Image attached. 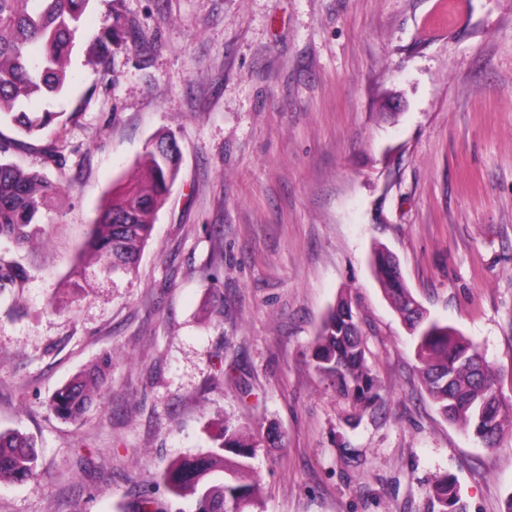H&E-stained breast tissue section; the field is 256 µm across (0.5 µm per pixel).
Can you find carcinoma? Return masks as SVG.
<instances>
[{
	"label": "carcinoma",
	"instance_id": "1",
	"mask_svg": "<svg viewBox=\"0 0 512 512\" xmlns=\"http://www.w3.org/2000/svg\"><path fill=\"white\" fill-rule=\"evenodd\" d=\"M90 0H0V123L11 124L28 138H38L60 117L57 112H35L26 103L34 96L54 97L71 83L68 70L73 48L84 41L82 16ZM116 24L102 19L93 35L95 54L87 64L96 66L110 52ZM11 143L0 139V238L18 248L42 232L41 210L58 194V184L37 172H26L9 161ZM138 164L146 181L127 184L112 192L100 210L87 251L103 259L104 276L133 271L151 236L154 217L165 204L179 171V147L172 137L149 142ZM377 278L400 315L414 347L425 390L445 419L472 432L486 447L496 448L512 435V406L499 393V373L485 360L478 346L458 331L416 311V299L407 288L396 258L386 250L373 255ZM25 268L0 258V292L18 286ZM316 370L345 394L360 402L377 397V385L366 365L361 329L351 302L342 297L327 311L312 352ZM112 371L106 353L83 368L50 397L48 406L60 419L81 418L101 397ZM280 436L276 428L255 434L224 422L221 443L204 455L179 459L164 475L175 496L190 495L195 512H255V484L248 481L257 449L271 446ZM37 456L31 439L18 431H0V480H28ZM430 497L436 512H459L453 477L433 480Z\"/></svg>",
	"mask_w": 512,
	"mask_h": 512
}]
</instances>
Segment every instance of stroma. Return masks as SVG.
I'll use <instances>...</instances> for the list:
<instances>
[{"label": "stroma", "instance_id": "stroma-1", "mask_svg": "<svg viewBox=\"0 0 512 512\" xmlns=\"http://www.w3.org/2000/svg\"><path fill=\"white\" fill-rule=\"evenodd\" d=\"M139 28L104 66L71 55L47 101L64 167L37 140L10 161L61 183L45 234L0 257V431L31 436L36 474L0 512H193L163 473L225 421L278 445L252 461L262 512H432L453 476L463 512H503L512 437L490 449L427 395L371 255L398 258L431 317L473 341L512 401V0H91ZM169 134L179 174L131 274L86 270L117 182ZM351 297L379 398L343 396L311 359ZM102 404L64 422L51 394L102 353ZM25 278L26 270L21 264L0 258V292L5 288H15Z\"/></svg>", "mask_w": 512, "mask_h": 512}]
</instances>
